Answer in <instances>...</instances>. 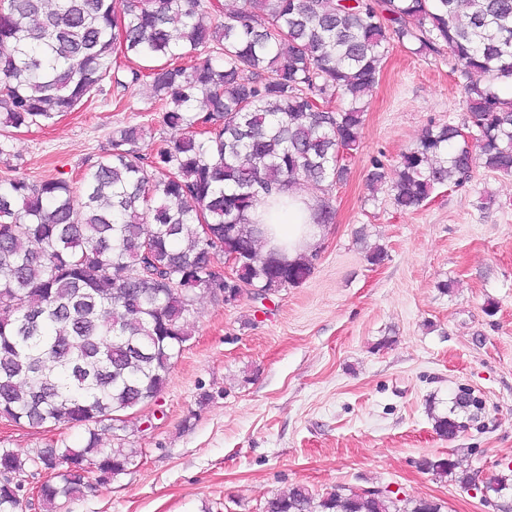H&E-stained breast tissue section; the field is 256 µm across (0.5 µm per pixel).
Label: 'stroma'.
<instances>
[{"mask_svg": "<svg viewBox=\"0 0 512 512\" xmlns=\"http://www.w3.org/2000/svg\"><path fill=\"white\" fill-rule=\"evenodd\" d=\"M463 82L447 57L390 47L348 179L325 190L335 218L311 276L264 300L197 294L192 338L160 396L102 433L104 445L118 436L142 456L66 512H261L297 485L493 512L420 463L452 452L485 478L512 461V177L477 168L408 213L366 185L373 158L395 163L430 124L465 120ZM150 95L135 84L122 109L98 95L12 130L13 167L35 182L79 179L117 130L137 124L152 130L140 144L150 153L169 134ZM376 246L385 258L373 265ZM464 389L483 407L456 437H440L431 416ZM84 438L79 427L0 422V448L24 457Z\"/></svg>", "mask_w": 512, "mask_h": 512, "instance_id": "1", "label": "stroma"}]
</instances>
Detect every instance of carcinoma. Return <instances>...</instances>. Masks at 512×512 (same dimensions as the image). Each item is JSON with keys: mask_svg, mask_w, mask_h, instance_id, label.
I'll use <instances>...</instances> for the list:
<instances>
[{"mask_svg": "<svg viewBox=\"0 0 512 512\" xmlns=\"http://www.w3.org/2000/svg\"><path fill=\"white\" fill-rule=\"evenodd\" d=\"M448 54L461 68L468 140L433 124L387 172L375 158L368 189L387 187L395 210L413 211L444 186L482 167L512 175V0H0V165L11 169L10 129L42 125L79 109L106 85L148 81L149 112L171 136L151 154L144 126L112 137L74 186L51 178H0V419L31 428L81 426L80 447L35 457L0 450V470L52 475L38 486L43 512L124 473L138 449L105 448L99 426L156 399L173 359L191 339L195 290L224 289L232 304L247 287L276 293L303 284L309 257L284 263L258 247L248 213L304 181L314 190L346 179L344 156L361 143L365 98L392 42ZM138 61L129 80L114 55ZM318 199L315 223H333ZM239 256L236 281L217 270ZM455 397L434 415L453 438ZM424 470L478 487L451 456ZM486 482L512 512V467ZM21 487L0 483V512H20ZM441 504L337 488L315 497L295 486L264 512H441Z\"/></svg>", "mask_w": 512, "mask_h": 512, "instance_id": "carcinoma-1", "label": "carcinoma"}]
</instances>
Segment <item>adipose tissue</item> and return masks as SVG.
<instances>
[{
    "label": "adipose tissue",
    "mask_w": 512,
    "mask_h": 512,
    "mask_svg": "<svg viewBox=\"0 0 512 512\" xmlns=\"http://www.w3.org/2000/svg\"><path fill=\"white\" fill-rule=\"evenodd\" d=\"M314 208L313 199L292 189L261 202L249 212L248 218L264 228L267 250L280 252L292 261L321 240L323 229L314 222Z\"/></svg>",
    "instance_id": "1"
}]
</instances>
